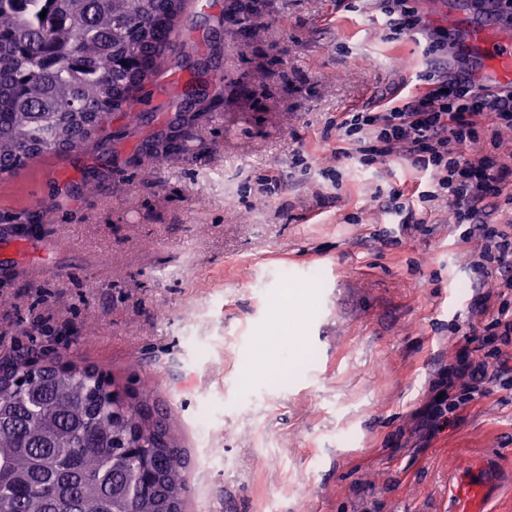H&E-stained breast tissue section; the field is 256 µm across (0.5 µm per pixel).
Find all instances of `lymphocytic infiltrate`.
<instances>
[{"label": "lymphocytic infiltrate", "instance_id": "1", "mask_svg": "<svg viewBox=\"0 0 512 512\" xmlns=\"http://www.w3.org/2000/svg\"><path fill=\"white\" fill-rule=\"evenodd\" d=\"M382 13L389 38L424 39L422 54L428 62L419 74L424 89L389 99L377 111L342 113L336 123L341 152L363 163L395 154L424 174L428 182L418 195L420 202L444 198L452 203L459 239L472 247V287H484L490 278L497 286V312L485 330L499 345L491 350L490 361L458 353L442 368L438 398L418 413L421 429L432 435L449 414L489 395L491 385L512 375V364L503 356L504 348L512 346V224H490L482 218L487 206L512 212V190L505 184L512 167L492 154L475 159L465 154L468 144L479 141L484 116H491L493 125L512 129V93L481 94L450 75L447 65L434 57L445 32L426 31L408 0H385Z\"/></svg>", "mask_w": 512, "mask_h": 512}]
</instances>
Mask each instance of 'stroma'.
I'll list each match as a JSON object with an SVG mask.
<instances>
[{
  "instance_id": "stroma-1",
  "label": "stroma",
  "mask_w": 512,
  "mask_h": 512,
  "mask_svg": "<svg viewBox=\"0 0 512 512\" xmlns=\"http://www.w3.org/2000/svg\"><path fill=\"white\" fill-rule=\"evenodd\" d=\"M234 1L186 7L165 55L185 83L210 64L188 118L153 76L138 114L0 186V356L149 390L188 451L186 512H458L469 478L483 512H512V386L418 430L438 369L490 320L453 208L403 228L373 195L425 178L338 152L339 113L413 91L419 47L386 39L381 0H238L245 30ZM36 187L53 223L25 205ZM289 300L302 341L253 374Z\"/></svg>"
}]
</instances>
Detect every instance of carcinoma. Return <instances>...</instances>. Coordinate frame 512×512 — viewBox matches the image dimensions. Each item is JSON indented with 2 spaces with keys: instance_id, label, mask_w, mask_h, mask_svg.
I'll use <instances>...</instances> for the list:
<instances>
[{
  "instance_id": "carcinoma-1",
  "label": "carcinoma",
  "mask_w": 512,
  "mask_h": 512,
  "mask_svg": "<svg viewBox=\"0 0 512 512\" xmlns=\"http://www.w3.org/2000/svg\"><path fill=\"white\" fill-rule=\"evenodd\" d=\"M186 0H0V174L74 150L159 68ZM45 17H40L41 12ZM150 395L19 356L0 375V512H184L188 456Z\"/></svg>"
}]
</instances>
